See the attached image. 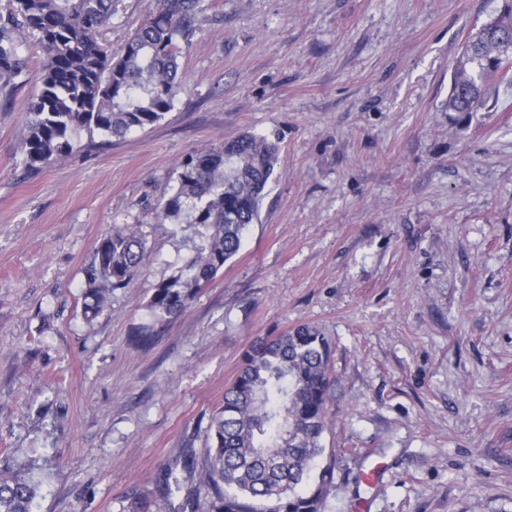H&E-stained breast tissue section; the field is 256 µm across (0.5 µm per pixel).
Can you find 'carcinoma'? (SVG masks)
<instances>
[{"mask_svg": "<svg viewBox=\"0 0 512 512\" xmlns=\"http://www.w3.org/2000/svg\"><path fill=\"white\" fill-rule=\"evenodd\" d=\"M0 14V104L12 99L28 67L25 32L38 34L40 90L27 104L21 163L39 170L71 153L81 134L124 138L164 118L181 90L180 58L210 0H155L154 8L114 53L102 39L112 0H9ZM512 0L462 45L442 111H481L492 82L511 84ZM279 147L245 135L186 155L175 185L156 207L163 223L184 232L189 254L153 289L148 307L158 322L177 316L239 251L259 218ZM146 239L136 225L101 238L85 271L84 312L96 314L110 292L126 288L142 267ZM332 346L314 325L262 337L243 356L224 403L211 416L213 441L199 484L181 512H324L334 470L310 484L330 420L335 383ZM37 486L0 473V512H33Z\"/></svg>", "mask_w": 512, "mask_h": 512, "instance_id": "1", "label": "carcinoma"}]
</instances>
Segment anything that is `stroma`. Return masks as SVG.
I'll return each mask as SVG.
<instances>
[{"label": "stroma", "instance_id": "1", "mask_svg": "<svg viewBox=\"0 0 512 512\" xmlns=\"http://www.w3.org/2000/svg\"><path fill=\"white\" fill-rule=\"evenodd\" d=\"M500 0H213L174 108L36 172L20 164L41 51L0 109V466L28 461L34 512H173L254 340L332 342L326 512H512V87L441 109ZM152 0H114L120 48ZM278 141L238 254L177 317L147 303L181 248L156 219L188 153ZM148 257L83 313L100 238ZM158 327L150 346L133 333ZM183 489L164 496L167 471Z\"/></svg>", "mask_w": 512, "mask_h": 512}]
</instances>
